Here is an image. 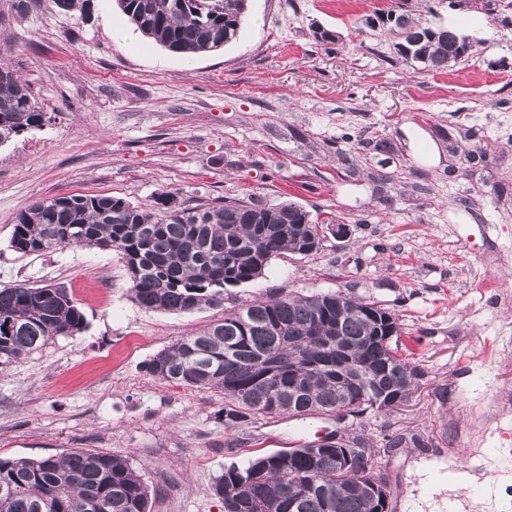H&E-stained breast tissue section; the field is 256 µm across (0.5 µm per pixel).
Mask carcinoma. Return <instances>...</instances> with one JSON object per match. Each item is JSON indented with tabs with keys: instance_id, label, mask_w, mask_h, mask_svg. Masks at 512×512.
<instances>
[{
	"instance_id": "obj_1",
	"label": "carcinoma",
	"mask_w": 512,
	"mask_h": 512,
	"mask_svg": "<svg viewBox=\"0 0 512 512\" xmlns=\"http://www.w3.org/2000/svg\"><path fill=\"white\" fill-rule=\"evenodd\" d=\"M129 22L167 50L185 57L223 48L239 36L247 0H116ZM397 32L398 52L432 71L448 69L472 54L473 45L455 28L413 22L400 6L376 13ZM46 113L27 84L0 82V145L44 125ZM324 241V225L294 202L267 206L228 202L170 210L161 198L134 205L110 195L39 199L19 213L10 247L21 255L69 244L118 251L131 282V298L147 310L191 313L224 306V291L257 280L269 260L302 254ZM341 300L321 325L323 343L310 328L317 312ZM363 302L338 290L308 296L280 294L224 311V318L160 351L145 365L152 377L190 388L224 393V427L244 428L259 417L290 412L333 413L348 407L394 408L406 401L418 366L398 345L373 335ZM0 371L22 362L59 337L86 328V319L64 286L0 287ZM281 327L273 332L272 323ZM341 340H336V331ZM357 365L353 389L336 384V343ZM301 377L288 387V372ZM308 445L231 464L213 485L224 512H375L365 484L356 476L336 480V455L307 456ZM0 512H83L84 500L100 512H151L149 486L130 457L109 451L73 449L61 456L0 458Z\"/></svg>"
}]
</instances>
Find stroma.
Instances as JSON below:
<instances>
[{
	"label": "stroma",
	"mask_w": 512,
	"mask_h": 512,
	"mask_svg": "<svg viewBox=\"0 0 512 512\" xmlns=\"http://www.w3.org/2000/svg\"><path fill=\"white\" fill-rule=\"evenodd\" d=\"M13 2L0 0V63L49 120L0 145V286H65L87 326L0 372V458L127 454L152 512H224L213 485L225 467L335 430L380 448L388 512H512V10L406 0L415 21L474 46L436 73L371 26L391 0H251L239 38L189 68L129 39L115 0ZM165 193L190 206L291 201L348 233L271 259L223 306L191 313L139 307L116 250L9 245L39 199ZM339 289L398 316L420 370L404 405L228 429L222 392L144 369L227 308Z\"/></svg>",
	"instance_id": "35a3bbf8"
}]
</instances>
